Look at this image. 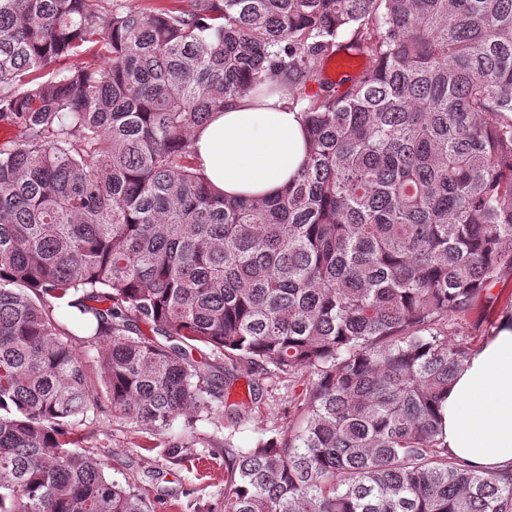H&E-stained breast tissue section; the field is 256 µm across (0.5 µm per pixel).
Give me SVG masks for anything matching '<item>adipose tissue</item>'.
<instances>
[{
    "instance_id": "adipose-tissue-1",
    "label": "adipose tissue",
    "mask_w": 512,
    "mask_h": 512,
    "mask_svg": "<svg viewBox=\"0 0 512 512\" xmlns=\"http://www.w3.org/2000/svg\"><path fill=\"white\" fill-rule=\"evenodd\" d=\"M196 162L227 197L285 189L306 158L300 114L280 94L228 100L193 136ZM449 451L480 470L512 464V318L462 369L448 395Z\"/></svg>"
}]
</instances>
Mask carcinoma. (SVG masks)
<instances>
[{
	"instance_id": "obj_1",
	"label": "carcinoma",
	"mask_w": 512,
	"mask_h": 512,
	"mask_svg": "<svg viewBox=\"0 0 512 512\" xmlns=\"http://www.w3.org/2000/svg\"><path fill=\"white\" fill-rule=\"evenodd\" d=\"M345 32L375 65L332 83ZM275 89L308 100L306 162L227 199L192 133ZM0 122V512H150L69 431L218 416L234 368L199 344L303 386L286 428L224 437V512H512V465L445 434L512 273V0H0Z\"/></svg>"
}]
</instances>
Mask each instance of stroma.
<instances>
[{"mask_svg": "<svg viewBox=\"0 0 512 512\" xmlns=\"http://www.w3.org/2000/svg\"><path fill=\"white\" fill-rule=\"evenodd\" d=\"M491 302H477L471 319L480 334L491 338L499 321L512 315V274L502 277L492 290ZM236 380L225 398L226 404L249 402L254 387H262L264 402L228 428L226 420L203 417L178 418L168 433L181 435L192 430L211 439L212 447L187 448L181 463H173L159 438L151 431L103 416L73 428L79 450L94 454L107 465L108 476L131 485L153 512H224V436L232 434L236 446L252 447L259 437L288 422L293 390L287 382L267 377L253 365L237 363Z\"/></svg>", "mask_w": 512, "mask_h": 512, "instance_id": "35a3bbf8", "label": "stroma"}]
</instances>
